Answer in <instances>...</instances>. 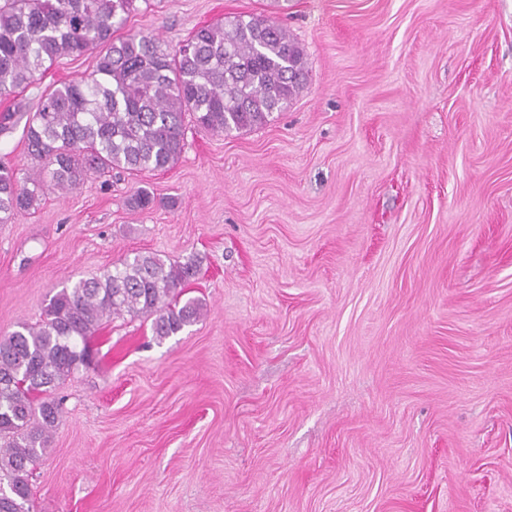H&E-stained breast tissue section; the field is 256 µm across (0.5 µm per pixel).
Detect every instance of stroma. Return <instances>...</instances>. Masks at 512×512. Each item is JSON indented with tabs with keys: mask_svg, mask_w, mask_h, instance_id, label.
I'll return each mask as SVG.
<instances>
[{
	"mask_svg": "<svg viewBox=\"0 0 512 512\" xmlns=\"http://www.w3.org/2000/svg\"><path fill=\"white\" fill-rule=\"evenodd\" d=\"M238 14L307 53L286 110L0 224V334L144 252L195 260L204 305L100 332L30 512H512V0H151L127 27Z\"/></svg>",
	"mask_w": 512,
	"mask_h": 512,
	"instance_id": "obj_1",
	"label": "stroma"
}]
</instances>
